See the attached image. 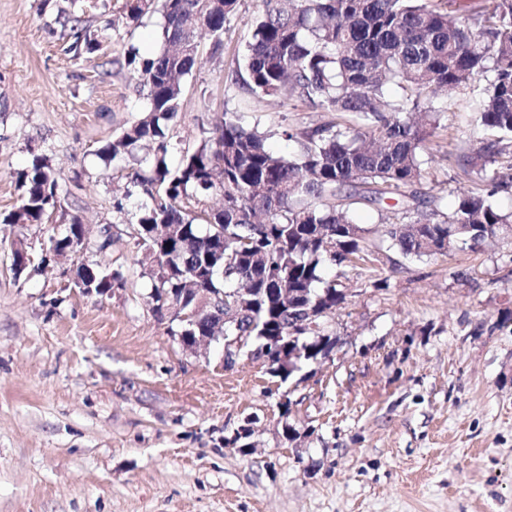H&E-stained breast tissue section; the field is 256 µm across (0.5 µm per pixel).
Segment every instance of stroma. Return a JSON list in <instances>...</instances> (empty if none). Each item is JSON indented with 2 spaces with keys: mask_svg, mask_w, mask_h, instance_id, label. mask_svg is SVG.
<instances>
[{
  "mask_svg": "<svg viewBox=\"0 0 512 512\" xmlns=\"http://www.w3.org/2000/svg\"><path fill=\"white\" fill-rule=\"evenodd\" d=\"M121 3L79 0L102 48L76 57L51 30L64 0H0V216L33 155L47 156L61 193L51 224L0 223V512H512V239L339 267L348 297L325 323L336 347L289 380L246 358L225 366L219 342L186 351L133 263L142 199L124 197L119 165L96 155L148 106L128 49H163L162 15L128 27ZM261 6L238 0L222 49L203 41L170 163L227 110L248 126L327 121L232 85ZM435 104L443 118L417 190L447 213L476 178L458 157L488 133L472 90ZM75 216L90 227L84 261L124 276L111 294L76 288L68 261L10 269L13 240H48Z\"/></svg>",
  "mask_w": 512,
  "mask_h": 512,
  "instance_id": "1",
  "label": "stroma"
}]
</instances>
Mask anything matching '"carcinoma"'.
I'll return each mask as SVG.
<instances>
[{"mask_svg":"<svg viewBox=\"0 0 512 512\" xmlns=\"http://www.w3.org/2000/svg\"><path fill=\"white\" fill-rule=\"evenodd\" d=\"M473 2L464 15L457 0H263L233 84L260 102L299 101L336 119L281 128L278 134L297 145L285 156L266 147L260 122L248 129L239 113L226 111L171 167L169 130L184 94L181 79L201 63L203 37L222 47L238 0H123L133 26L160 9L165 48L151 57L128 54L150 109L96 155L138 164L126 174L127 195L147 202L130 237L156 313L180 304L181 283L194 279L205 305L199 326L211 331L223 303L246 290L224 334L247 336L261 348L277 345L283 358L271 372L286 381L321 351L296 328L302 314L312 308L327 317L345 301L341 282L322 280L324 264L348 266L383 248L420 259L497 240L495 229L512 224V212L494 200L512 186V0ZM55 22L74 55L100 49L75 11H60ZM481 83L476 122L494 135L468 160L477 187L445 213L440 198L414 190L428 163L426 143L441 127L434 99ZM391 87L399 98L388 95ZM19 187V204L4 224H43L61 204L44 155L19 173ZM393 196L405 206L376 245L350 220V206L381 212ZM454 224L472 225L471 240L458 243ZM77 275L123 285L122 273L103 263H81Z\"/></svg>","mask_w":512,"mask_h":512,"instance_id":"1","label":"carcinoma"}]
</instances>
